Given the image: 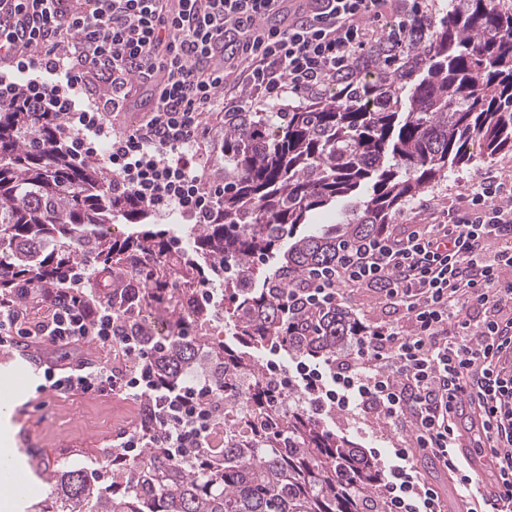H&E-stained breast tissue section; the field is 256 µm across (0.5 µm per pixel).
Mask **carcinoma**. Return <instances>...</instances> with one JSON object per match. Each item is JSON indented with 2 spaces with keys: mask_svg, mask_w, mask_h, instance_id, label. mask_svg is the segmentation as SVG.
<instances>
[{
  "mask_svg": "<svg viewBox=\"0 0 512 512\" xmlns=\"http://www.w3.org/2000/svg\"><path fill=\"white\" fill-rule=\"evenodd\" d=\"M440 2L401 0L399 20L302 106L224 113V199L216 221L192 229V265L149 211L112 197L99 165L58 147L51 122L0 112V266L11 270L0 291L55 284L65 265L92 259L95 293L143 329L166 384L207 375L213 392L253 413L249 433H224L220 462L206 448L183 459L162 448L138 459L114 451L111 481L59 469L56 508L38 502L35 512H382L374 463L302 401L269 431L266 398L278 383L239 347L284 338L290 351L335 357L352 312H290L288 290L335 263L341 247L388 230L396 211L471 162L470 148L512 153V0ZM339 204V221L308 230ZM118 218L137 230L114 234ZM115 265L129 269L132 286L106 287ZM226 265L237 269L224 310L235 343L203 344L191 328L212 310L195 285ZM144 308L153 321L137 318Z\"/></svg>",
  "mask_w": 512,
  "mask_h": 512,
  "instance_id": "cac0c4a2",
  "label": "carcinoma"
}]
</instances>
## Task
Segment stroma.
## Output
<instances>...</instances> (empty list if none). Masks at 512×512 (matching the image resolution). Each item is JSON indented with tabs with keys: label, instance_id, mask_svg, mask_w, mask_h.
<instances>
[{
	"label": "stroma",
	"instance_id": "1",
	"mask_svg": "<svg viewBox=\"0 0 512 512\" xmlns=\"http://www.w3.org/2000/svg\"><path fill=\"white\" fill-rule=\"evenodd\" d=\"M490 168L512 175V155L479 157L450 169L423 198L435 209H444L450 196L466 191ZM36 356L55 367L81 358L116 366L120 360L115 351L92 342L41 348L28 340L19 350L0 352V389L13 388L18 392L8 419L11 447L21 448L19 435L27 430L31 433V448L40 450L50 469L78 466L93 473L105 467L112 457L115 433L139 425L140 400L121 393L77 395L40 389L44 376L32 363ZM319 419L325 430L353 441L364 452L391 447L398 439L394 432L351 415L323 413Z\"/></svg>",
	"mask_w": 512,
	"mask_h": 512
}]
</instances>
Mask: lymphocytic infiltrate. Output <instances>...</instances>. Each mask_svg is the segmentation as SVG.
I'll return each instance as SVG.
<instances>
[{"instance_id":"lymphocytic-infiltrate-1","label":"lymphocytic infiltrate","mask_w":512,"mask_h":512,"mask_svg":"<svg viewBox=\"0 0 512 512\" xmlns=\"http://www.w3.org/2000/svg\"><path fill=\"white\" fill-rule=\"evenodd\" d=\"M399 0H0V110L54 121L76 160L103 159L113 194L160 214L177 208L209 223L224 185L203 163L211 121L333 83L363 50L371 17H396ZM275 26H267L269 18ZM149 87V112L119 128L131 80ZM422 223L384 233L340 256L324 278L288 293L292 305H341L363 289L399 307L402 322L360 324L344 356L302 355L267 369L280 391H298L314 413H357L395 432L401 447L378 459L375 495L385 512H443L417 464L431 454L464 489L467 512H512V178L488 170L447 209L420 202ZM57 286L0 294V347L18 338L54 346L85 340L117 347L127 369L85 360L45 371L53 389L151 401L149 424L119 445L208 447L211 389L195 378L169 388L122 314L97 303L84 264L64 267ZM483 309L482 322L460 319ZM477 405L478 443L495 456L496 499L487 502L462 464L457 418Z\"/></svg>"}]
</instances>
